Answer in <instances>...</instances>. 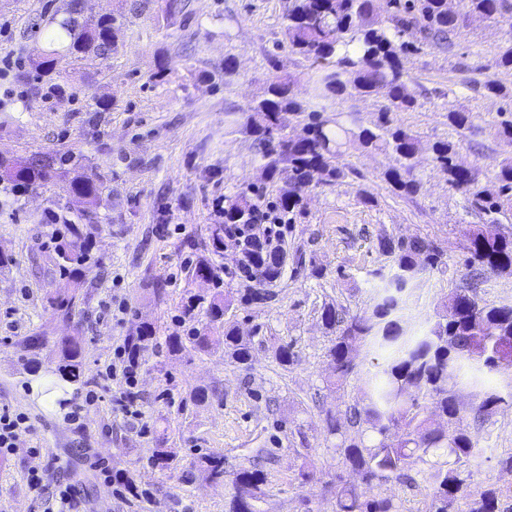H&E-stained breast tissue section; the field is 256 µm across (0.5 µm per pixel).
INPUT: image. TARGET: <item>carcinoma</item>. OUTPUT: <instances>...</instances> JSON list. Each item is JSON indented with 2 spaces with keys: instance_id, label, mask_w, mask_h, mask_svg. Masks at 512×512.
<instances>
[{
  "instance_id": "1",
  "label": "carcinoma",
  "mask_w": 512,
  "mask_h": 512,
  "mask_svg": "<svg viewBox=\"0 0 512 512\" xmlns=\"http://www.w3.org/2000/svg\"><path fill=\"white\" fill-rule=\"evenodd\" d=\"M512 13V0H291L284 16L285 35L292 53L308 63L310 73L304 86L274 72L264 94L242 110L226 112L227 125L251 137L257 144L267 180L281 179L284 185L267 211L260 209L264 187L251 186L224 196L218 221L207 226V241L192 264V281L203 280L206 292L189 296L180 306L181 320H194L203 305L210 323L194 328L184 337L168 336L172 354L209 353L217 345L242 368L249 369L253 337L241 333L230 312L272 301L268 286L283 274V246L262 251L257 248L254 228L270 218L274 224H295L304 216V200L312 189L334 186L347 173L336 164L341 149L352 140L366 149H389L400 166L386 173V181L398 195H414L420 181L413 175L419 141L411 130L395 123L392 114L417 105L410 75L401 60L410 53L452 45L473 18L497 24ZM124 15L97 20L86 18L83 0H70L68 15L58 20L40 18L35 26L46 31L48 50L35 64L38 79L49 97L63 99L65 87L57 81L58 57L62 54L88 60L115 51L122 44ZM490 67L512 71V32L503 39ZM486 94L512 99V88L495 79L480 84ZM381 97L386 104L371 127L347 125L323 117L334 98ZM499 137L512 145V111H500ZM303 125V136L289 137L288 128ZM456 144L439 141L432 146L434 168L447 176L471 212L483 224L467 238L462 265L473 283L454 288L448 295L455 313L437 316L422 331H415L406 318L410 294L394 288L399 281L448 266V256L432 240L378 239V247L395 255L394 275L399 281L387 284L361 312L325 302L320 318L334 338L327 351L328 365L336 381L360 372L356 362L364 352L367 399L349 408L350 424L361 428L355 438L345 437L344 424L332 410L325 411L326 438L343 464L358 480L336 477L330 492L336 512H398L389 498L372 495L380 483L407 481L419 464L431 469L428 512H512V492L493 484L471 487V472L465 466L483 448L478 437L464 428L468 416L484 419L501 408L512 409V304L487 306L480 303L474 282L487 274L512 275V236L501 235L491 226L512 216V158L504 159L495 172L494 186L480 184L475 167L464 170L455 162ZM74 171L70 189L85 199L82 224L70 223L57 232L53 265L62 284L50 294L53 314L61 321L72 319L85 303L87 291L82 275L84 264L95 248V224L91 210L104 183L99 175L84 170L83 156L66 151L56 156L34 153L24 159L0 153V183L4 191L19 193L49 183L60 170ZM229 242L240 255L238 276L247 288L232 300L224 296V280L212 256L223 253ZM156 326L141 321L127 338L136 351L148 347ZM84 339L61 336L56 341L58 363L50 374L56 387L81 383ZM273 357L286 369L294 364L293 346L278 345ZM493 373L507 381L508 392L485 391L479 401L465 407L458 399V385L479 389L484 374ZM154 464L164 468L174 453L158 440L152 449ZM206 478L224 483V458L209 455L198 461ZM266 477L256 467L234 473V494L228 512H260Z\"/></svg>"
}]
</instances>
